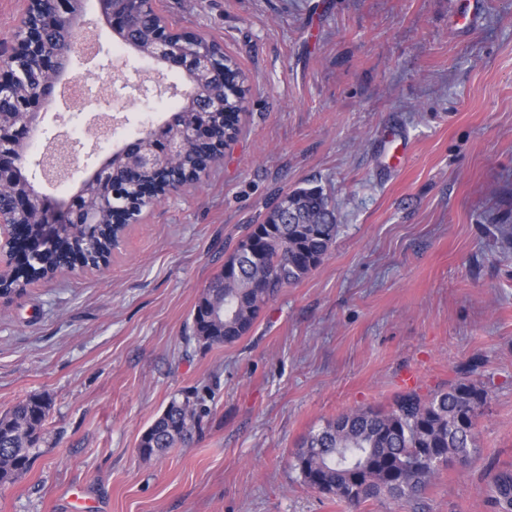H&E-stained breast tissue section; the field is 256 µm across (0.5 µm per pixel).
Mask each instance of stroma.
<instances>
[{"label": "stroma", "instance_id": "35a3bbf8", "mask_svg": "<svg viewBox=\"0 0 512 512\" xmlns=\"http://www.w3.org/2000/svg\"><path fill=\"white\" fill-rule=\"evenodd\" d=\"M157 0L174 33L221 44L249 78L223 158L143 210L107 265L62 272L0 299V414L50 411L28 473L0 486V512H348L289 465L310 430L470 378L488 392L479 453L417 501L362 512H495L512 466V0ZM104 49L67 74L95 78L119 46L86 4ZM126 77L186 88L178 69L122 48ZM104 146L85 143L69 182L34 161L63 113L50 105L23 164L64 203L130 132L165 109L125 100ZM322 187L338 233L323 262L267 302L231 345L200 347L191 313L275 193ZM199 402L203 431L150 459L140 438L171 399ZM491 500L497 512H512V471L495 474L491 486Z\"/></svg>", "mask_w": 512, "mask_h": 512}]
</instances>
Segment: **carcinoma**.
<instances>
[{
  "mask_svg": "<svg viewBox=\"0 0 512 512\" xmlns=\"http://www.w3.org/2000/svg\"><path fill=\"white\" fill-rule=\"evenodd\" d=\"M157 32V15L140 16L134 49L146 55ZM183 51L206 50L216 56L217 69L199 73L192 83L194 98L176 115V124L191 126L204 120L195 105L213 97L231 99L233 87L222 80L224 56L216 43L204 38L179 44ZM18 78L11 94L0 97V118H20L13 98L25 99L40 92L43 78L33 61L16 64ZM239 119L224 123V139L192 142L179 153L174 169L178 178L207 170L221 145L233 140ZM134 193V184L119 157L112 158V182L100 186L89 182L81 193L84 214L96 216V224L62 229L50 253L81 267H97L109 257L124 226L106 224L111 209ZM291 205L299 223H282L281 203L270 205L257 224L246 225L241 238L220 271L204 288L191 314L192 331L205 348L232 344L253 326L262 307L279 291L306 277L326 257L336 239L337 224L328 197L317 187L291 191ZM30 280L3 278V295L21 294ZM488 393L475 380L463 378L423 397L414 391L397 395L387 410L362 407L338 415L324 427L304 436L291 454L289 465L304 484L353 507L368 502L419 499L441 469L461 461L468 465L479 452L477 420ZM50 410L43 399L18 402L0 416V486L26 475L31 466L42 427ZM202 431V418L186 399L173 400L144 431L138 447L144 457L157 455L190 441ZM491 498L496 512H512V471L495 474Z\"/></svg>",
  "mask_w": 512,
  "mask_h": 512,
  "instance_id": "1",
  "label": "carcinoma"
}]
</instances>
